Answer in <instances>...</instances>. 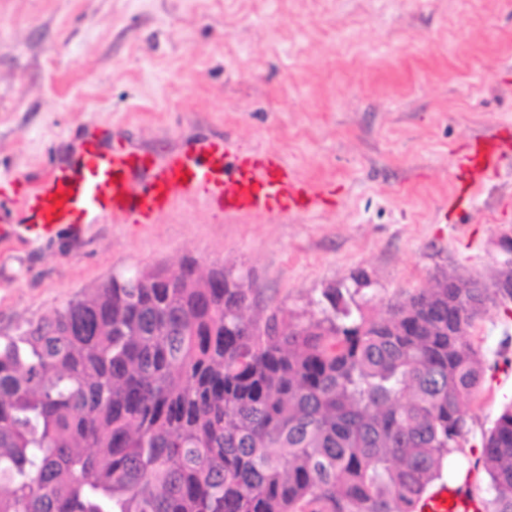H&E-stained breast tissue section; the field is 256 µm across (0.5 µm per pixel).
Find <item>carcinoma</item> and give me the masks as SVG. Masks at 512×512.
<instances>
[{
  "label": "carcinoma",
  "mask_w": 512,
  "mask_h": 512,
  "mask_svg": "<svg viewBox=\"0 0 512 512\" xmlns=\"http://www.w3.org/2000/svg\"><path fill=\"white\" fill-rule=\"evenodd\" d=\"M222 267L131 270L0 336V512H418L462 451L479 280L253 312ZM512 512V405L474 467Z\"/></svg>",
  "instance_id": "carcinoma-1"
}]
</instances>
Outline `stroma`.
Masks as SVG:
<instances>
[{
  "mask_svg": "<svg viewBox=\"0 0 512 512\" xmlns=\"http://www.w3.org/2000/svg\"><path fill=\"white\" fill-rule=\"evenodd\" d=\"M153 155L221 137L277 151L332 193L317 210L228 218L197 199L154 224L0 243V335L131 268L186 259L246 276L257 311L316 314L366 273L371 312L442 271L491 280L512 231V0H0V181L40 178L93 127ZM509 148L466 190L473 135ZM470 340L484 366L442 481L485 484L483 432L512 402V310Z\"/></svg>",
  "mask_w": 512,
  "mask_h": 512,
  "instance_id": "stroma-1",
  "label": "stroma"
}]
</instances>
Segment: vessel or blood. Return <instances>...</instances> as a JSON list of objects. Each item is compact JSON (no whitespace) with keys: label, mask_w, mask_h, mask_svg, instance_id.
<instances>
[{"label":"vessel or blood","mask_w":512,"mask_h":512,"mask_svg":"<svg viewBox=\"0 0 512 512\" xmlns=\"http://www.w3.org/2000/svg\"><path fill=\"white\" fill-rule=\"evenodd\" d=\"M499 143L476 138L455 165L469 187L497 175ZM227 215L299 214L325 202L272 150H241L223 139L192 141L162 156L113 145L89 130L73 156L39 181L18 176L0 185V241L46 240L60 229L80 237L88 224H153L183 199ZM458 488L440 485L420 512H456Z\"/></svg>","instance_id":"vessel-or-blood-1"}]
</instances>
